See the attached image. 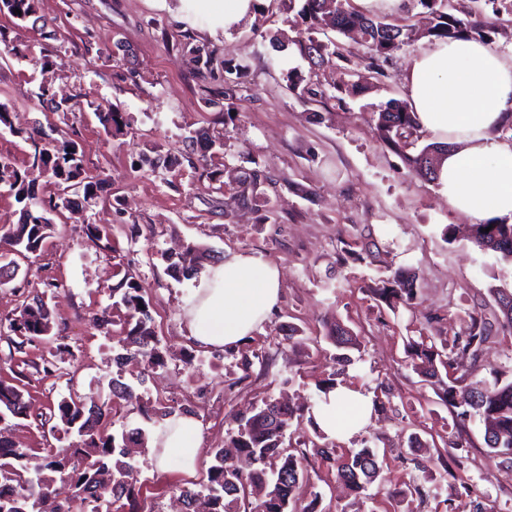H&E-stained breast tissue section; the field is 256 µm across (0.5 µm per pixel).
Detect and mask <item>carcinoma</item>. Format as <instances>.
<instances>
[{
	"instance_id": "1",
	"label": "carcinoma",
	"mask_w": 512,
	"mask_h": 512,
	"mask_svg": "<svg viewBox=\"0 0 512 512\" xmlns=\"http://www.w3.org/2000/svg\"><path fill=\"white\" fill-rule=\"evenodd\" d=\"M430 15L429 26L419 31L413 25H398L382 15H366L350 4V0H304L301 14L311 26L327 22L336 32L356 38L368 49L364 71L356 72L357 80L351 91L364 94L373 88L372 79L382 73L384 63L394 52L419 36L432 40L491 41L496 32V18L512 15V0H473L476 10L457 16L448 11V0H418ZM491 7V15L483 13L479 3ZM300 55L313 66H323L332 59L342 58L338 46L307 37L297 43ZM104 131L111 135L121 131L123 117L109 104L96 100L86 101ZM22 137L30 143L32 157L40 158L49 168L60 188L56 199L45 200L36 193L37 176L30 166L19 167L16 162L0 155V185L4 184L21 204L19 219L9 225L0 241L11 247V254L27 258L39 253L54 228L53 217L61 215L69 206V192L82 193L84 201L100 198L101 179L90 173L79 152L78 143L63 138L60 145L48 153L38 147L23 131L13 128L11 107L0 102V127ZM375 130L379 140L395 150L416 176L429 181L437 180V170L446 148L428 144L417 153L408 152L414 145L410 141L419 125L407 103L390 100L376 112ZM262 174L254 169L235 178L242 198L247 190L261 181ZM86 236L98 250L112 249L111 233L96 224L86 227ZM472 242L481 250L501 255L512 263V224L507 220H492L474 225ZM209 258L207 250L190 243L183 253L167 257L168 269L174 275H190L202 261ZM379 299L393 308L401 301H411L416 292L413 282L399 274L382 281L374 289ZM496 309L490 316L468 314L470 331L465 336H431L419 331L418 339L407 343V357L412 369L421 377L441 383L439 398L455 408V426L477 417L485 426L484 440L488 460L512 463V370L495 371L492 382L481 385L465 383L462 377L450 374L452 356L468 353L478 361L483 346L496 338L499 332L512 330V291L489 289ZM112 306L124 310V333L117 343L121 353L116 363L131 361L143 364L139 382L146 373L165 365V356L153 327L149 303L142 294V286L129 273H124L111 288ZM53 328V315L42 296H33L22 305L20 314L9 319V334L20 339L18 345L49 335ZM326 336L339 349L358 345L357 338L340 322L327 329ZM111 398L98 403L91 394L71 392L57 403L56 418L62 431L73 437L65 453L50 456L37 468L35 475L24 464L26 452L14 445L11 438L0 430V512H35L43 498L53 493L57 480L69 483L72 493L65 501L64 512H83L88 499L96 501L95 512H111L112 501L126 500V512H144L139 496L130 487L125 476L131 462L148 451L150 434L141 428L123 429L108 433L102 425L112 413V405L126 399L131 386L117 373L109 383ZM175 409L156 401L152 408L142 410L147 420H164ZM297 409L277 401L263 404L249 417H232L237 428L228 436L224 447L210 452V465L203 479L182 490L188 512H288L294 491L304 479L301 457L284 447V435ZM14 419L30 417V406L23 389L0 378V422L6 416ZM315 437L294 429L296 446L310 448L336 469V475L349 489L359 494L377 478L380 465L377 449L368 445L347 452L325 436L314 419H309Z\"/></svg>"
}]
</instances>
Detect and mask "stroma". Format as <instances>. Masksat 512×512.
<instances>
[{
	"instance_id": "35a3bbf8",
	"label": "stroma",
	"mask_w": 512,
	"mask_h": 512,
	"mask_svg": "<svg viewBox=\"0 0 512 512\" xmlns=\"http://www.w3.org/2000/svg\"><path fill=\"white\" fill-rule=\"evenodd\" d=\"M301 7V0H259L252 19L229 35L197 0H38L22 22L0 11V41L25 51L0 63V100L11 103L15 127L38 123L52 139L76 130L85 165L104 179L102 201L66 211L40 255L21 261L16 278L0 285V319L17 316L25 297L38 292L54 314L50 335L22 352L10 353L0 340V377H11L14 361H22L39 412L9 435L38 465L70 444L48 418L69 388L108 400L121 331L110 289L122 270L143 287L168 358L135 386V399L122 402L109 431H154L138 411L142 398L189 406L202 428V473L210 450L223 447L233 414L270 399L314 403L318 384L333 378L380 402L360 433L336 440L382 450L380 475L357 496L320 457L307 455L299 505L317 512H512V465L488 461L480 420L466 421L455 451L467 485L445 473L438 454L454 413L405 353L419 326L433 336L466 332L464 313L475 300L489 299L494 288L512 290V264L479 250L468 220L449 209L437 185L416 177L377 137L374 112L404 99L403 71L419 43L394 53L372 93L344 95L366 49L329 29L319 37L334 40L341 59L310 66L296 47L308 36ZM46 58L53 66L45 71ZM229 67L243 72L232 84ZM291 69L319 97L289 90ZM43 83L60 96L111 104L125 127L110 137L93 112L50 111L36 96ZM157 158L176 164L150 168ZM252 169L263 177L245 201L234 178ZM90 224L110 226L111 250L90 245ZM189 243L220 256L247 251L281 268L278 307L241 346L206 351L189 336L182 308L191 282L172 276L164 260ZM397 272L416 274L417 294L393 311L374 290ZM334 321L360 343L345 366L324 337ZM245 357L247 372L239 367ZM510 368L512 334L504 332L485 347L479 366L462 359L457 372L476 382ZM189 483L177 465L137 460L133 485L149 512H179ZM414 486L421 494L409 495Z\"/></svg>"
}]
</instances>
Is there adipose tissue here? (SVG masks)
Here are the masks:
<instances>
[{
	"instance_id": "adipose-tissue-1",
	"label": "adipose tissue",
	"mask_w": 512,
	"mask_h": 512,
	"mask_svg": "<svg viewBox=\"0 0 512 512\" xmlns=\"http://www.w3.org/2000/svg\"><path fill=\"white\" fill-rule=\"evenodd\" d=\"M404 83L421 129L450 146L437 180L449 206L478 223L512 222V141L497 133L512 119V54L475 40L431 43L412 56ZM281 282L277 265L248 252L206 265L184 308L190 337L205 349L243 343L279 304ZM313 415L327 437L352 436L370 421L373 403L362 390L340 385L318 401ZM165 426L156 463L174 461L193 473L199 420L178 415Z\"/></svg>"
}]
</instances>
